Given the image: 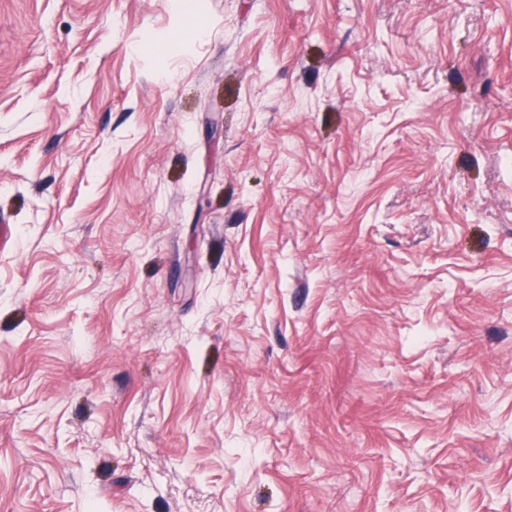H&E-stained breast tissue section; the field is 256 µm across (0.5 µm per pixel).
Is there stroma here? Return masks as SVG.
<instances>
[{
  "label": "stroma",
  "instance_id": "1",
  "mask_svg": "<svg viewBox=\"0 0 512 512\" xmlns=\"http://www.w3.org/2000/svg\"><path fill=\"white\" fill-rule=\"evenodd\" d=\"M0 512H512V0H0Z\"/></svg>",
  "mask_w": 512,
  "mask_h": 512
}]
</instances>
